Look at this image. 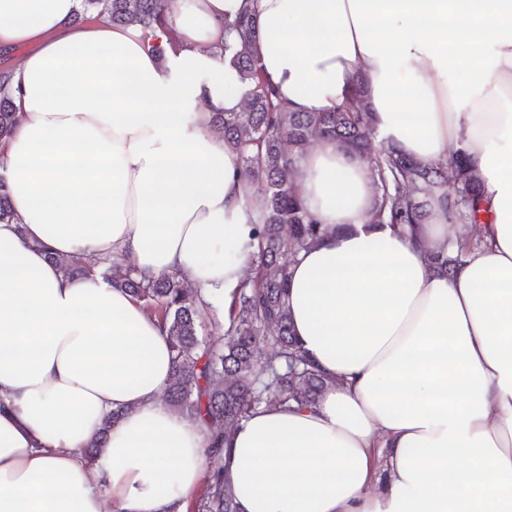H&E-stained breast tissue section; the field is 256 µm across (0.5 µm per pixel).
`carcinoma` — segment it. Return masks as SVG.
Here are the masks:
<instances>
[{
	"instance_id": "cac0c4a2",
	"label": "carcinoma",
	"mask_w": 512,
	"mask_h": 512,
	"mask_svg": "<svg viewBox=\"0 0 512 512\" xmlns=\"http://www.w3.org/2000/svg\"><path fill=\"white\" fill-rule=\"evenodd\" d=\"M90 17L149 31L167 25L166 0H81L73 22ZM224 28L236 34L235 44H224V51L232 53L245 104L240 112L215 113L213 127L240 155L242 174L259 194L253 223L258 251L234 294L229 325L215 338L200 333L197 313L207 303L176 271L148 277L122 260L106 270L113 285L161 321L174 367L165 401L205 427L206 485L191 501L190 512H236L237 492L224 477L221 455L241 421L263 404L307 407L329 385L298 344L286 301L291 267L327 232L303 206L295 182L307 148L325 139L361 156L374 181L371 219L378 223L425 224L438 203L448 222L473 224L475 200L482 193L473 170L456 151L442 161L421 162L392 147L376 146L372 113L359 89L330 110H290L253 52L258 21L251 7L244 5L225 20ZM16 123L10 91L1 83L0 140L13 134ZM14 220L0 179V223ZM61 270L71 279L88 273L81 259L61 262Z\"/></svg>"
}]
</instances>
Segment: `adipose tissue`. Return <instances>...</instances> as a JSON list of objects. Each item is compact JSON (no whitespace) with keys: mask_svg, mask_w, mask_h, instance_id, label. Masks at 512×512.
<instances>
[{"mask_svg":"<svg viewBox=\"0 0 512 512\" xmlns=\"http://www.w3.org/2000/svg\"><path fill=\"white\" fill-rule=\"evenodd\" d=\"M80 0H0L18 122L0 177V512H188L201 425L163 400L169 343L142 302L60 261L179 271L230 306L256 250L255 198L216 112L241 111L224 57L243 0H176L162 28L71 20ZM256 54L291 110L363 82L377 138L422 161L461 150L483 185L478 246L435 212L370 220L357 155L322 141L296 183L327 228L291 269L294 333L330 382L260 406L222 457L238 512H512V0H253ZM457 251L452 275L430 257ZM111 428L103 423L113 412ZM103 446L94 464L81 448Z\"/></svg>","mask_w":512,"mask_h":512,"instance_id":"ef3b65f1","label":"adipose tissue"}]
</instances>
